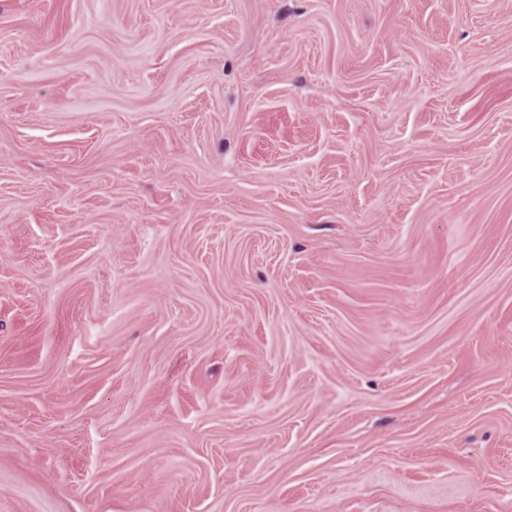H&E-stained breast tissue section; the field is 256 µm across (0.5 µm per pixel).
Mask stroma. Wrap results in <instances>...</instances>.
Instances as JSON below:
<instances>
[{"label": "stroma", "mask_w": 512, "mask_h": 512, "mask_svg": "<svg viewBox=\"0 0 512 512\" xmlns=\"http://www.w3.org/2000/svg\"><path fill=\"white\" fill-rule=\"evenodd\" d=\"M0 512H512V0H0Z\"/></svg>", "instance_id": "obj_1"}]
</instances>
